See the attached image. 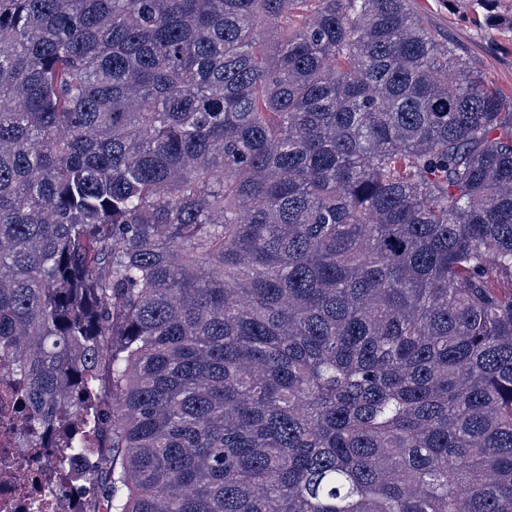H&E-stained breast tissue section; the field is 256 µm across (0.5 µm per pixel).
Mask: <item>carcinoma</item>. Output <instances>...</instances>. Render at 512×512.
I'll return each instance as SVG.
<instances>
[{"label":"carcinoma","instance_id":"cac0c4a2","mask_svg":"<svg viewBox=\"0 0 512 512\" xmlns=\"http://www.w3.org/2000/svg\"><path fill=\"white\" fill-rule=\"evenodd\" d=\"M0 103V360L104 512H512V94L409 0H0Z\"/></svg>","mask_w":512,"mask_h":512}]
</instances>
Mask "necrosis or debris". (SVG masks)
Returning <instances> with one entry per match:
<instances>
[{
    "label": "necrosis or debris",
    "mask_w": 512,
    "mask_h": 512,
    "mask_svg": "<svg viewBox=\"0 0 512 512\" xmlns=\"http://www.w3.org/2000/svg\"><path fill=\"white\" fill-rule=\"evenodd\" d=\"M10 374L0 361V512H86L93 491L82 478L95 465L92 455L75 456L59 480H48L42 465L28 458L25 421L11 410L19 396Z\"/></svg>",
    "instance_id": "4bbe7bcc"
}]
</instances>
